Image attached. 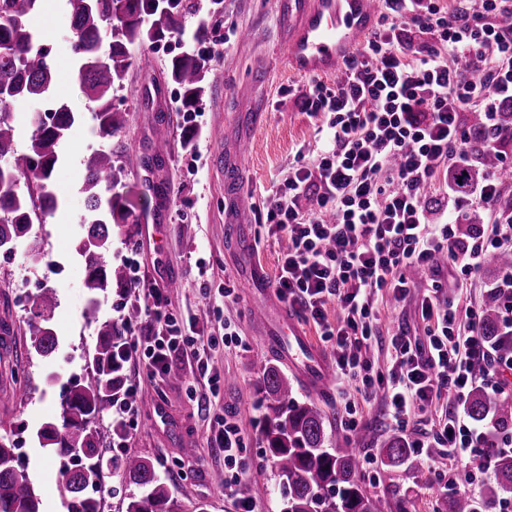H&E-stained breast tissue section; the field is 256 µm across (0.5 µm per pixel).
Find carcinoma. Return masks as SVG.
<instances>
[{
  "label": "carcinoma",
  "mask_w": 512,
  "mask_h": 512,
  "mask_svg": "<svg viewBox=\"0 0 512 512\" xmlns=\"http://www.w3.org/2000/svg\"><path fill=\"white\" fill-rule=\"evenodd\" d=\"M42 2L0 0V159L10 164L8 172L0 173V215H5L0 218V242H18L41 221V215L57 208L52 176L61 163L59 146L64 134L78 122L67 103L54 96L56 74L50 52L42 47L40 35L29 23ZM65 2L73 31L71 49L78 87L91 105L94 133L101 141L112 143L126 126V116L116 107L114 96L123 74L133 65L153 67L148 55L131 52L134 45L174 37L189 44L172 57L167 76L180 90L182 108L188 111L195 105L211 67L209 59L196 53L192 45L206 41L209 30L203 20L192 27L186 20L203 8L209 14L223 11L224 0H208L205 5L202 0ZM49 96L56 103L52 121L36 125L28 152L18 153L15 128L5 115L20 99ZM470 127L478 161L453 172L451 182L460 196L470 193L478 172L493 170L497 164L495 151L485 145L480 113H474ZM85 169L81 186L84 233L76 254L85 270L87 303L82 318L98 325V335L85 374L60 394L61 423L44 424L35 439L46 457L59 464L56 490L65 512H101L100 499L88 495L87 489L98 485L106 465L119 469L134 487L125 512H182L150 459L125 455L107 460L100 448L95 423L112 415V401L125 392L126 365L131 360L124 349L126 325L101 313L102 299L112 294V288L132 287L123 268H112V227L136 224L140 217L129 200L112 192L123 174L112 149L94 152ZM54 302L53 294H41L32 303L36 311L26 321L32 347L42 357L59 347V336L50 323ZM482 332L491 344L498 343L499 295L495 291L485 297ZM263 381L270 403L265 407L262 433L266 454L285 491L284 512H386V501L368 494L362 485L360 458L357 449L349 447L350 439L338 436L333 447H326V414L314 404L297 402L288 378L277 367H267ZM465 411L478 423L491 416L505 424L512 420V401H493L476 388ZM412 453L400 438L379 449L381 462L388 468L404 465ZM492 465L494 479L484 484L479 495H448V512H491L496 502L512 493V455L498 454ZM41 506L39 490L21 466L15 444L0 440V512H43Z\"/></svg>",
  "instance_id": "cac0c4a2"
}]
</instances>
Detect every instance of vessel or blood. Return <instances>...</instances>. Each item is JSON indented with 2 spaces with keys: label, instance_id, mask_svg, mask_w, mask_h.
Wrapping results in <instances>:
<instances>
[{
  "label": "vessel or blood",
  "instance_id": "vessel-or-blood-1",
  "mask_svg": "<svg viewBox=\"0 0 512 512\" xmlns=\"http://www.w3.org/2000/svg\"><path fill=\"white\" fill-rule=\"evenodd\" d=\"M376 0H279L286 31L280 53L291 74L317 77L335 73L372 29ZM269 344L288 358V365L315 393L326 390L328 358L296 325Z\"/></svg>",
  "mask_w": 512,
  "mask_h": 512
}]
</instances>
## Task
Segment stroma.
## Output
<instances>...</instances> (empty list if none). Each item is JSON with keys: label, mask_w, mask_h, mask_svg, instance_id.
Masks as SVG:
<instances>
[{"label": "stroma", "mask_w": 512, "mask_h": 512, "mask_svg": "<svg viewBox=\"0 0 512 512\" xmlns=\"http://www.w3.org/2000/svg\"><path fill=\"white\" fill-rule=\"evenodd\" d=\"M206 21L210 37L199 50L210 59L217 80L194 106V152L182 146L178 91L166 77L171 52L153 50L152 71L134 66L122 80L115 103L127 110L128 122L123 133L113 138V149L142 154L164 133L171 151L153 173L138 167L127 169L116 190L139 202L152 198L154 185L162 183L170 192V202L158 215L156 244L143 243L136 233L114 232L112 262L122 265L135 259L148 286L160 284L166 273L179 277L180 288L166 293L168 307L179 317L195 320L201 336L215 338L207 356L219 388L211 390L189 356L175 358L164 380L150 377L141 360L131 359L127 377L138 390V415L124 451L154 460L183 512H193L199 503L207 504L208 512H231L222 486L227 471L224 454L211 447L209 436L217 416L234 415L247 429L249 470L242 483L244 494L251 498L255 512H282L279 479L257 426L268 402L263 366L282 361L279 351L265 340L275 332L280 316L274 311L257 316L265 291L245 290L241 282L255 263L266 268L268 277H275L278 257L288 240L268 235L262 223L265 202L279 189L299 155L317 148L328 116L302 108L309 81L290 74L279 55L283 29L276 0H224L223 14L207 16ZM30 23L51 51L58 96L68 101L80 121L61 144L63 160L53 177L63 205L45 215L15 251L0 252V322H8L16 336L11 353L0 354V434L23 442L24 464L38 483L44 512H63L56 494L58 466L41 453L32 436L43 424L58 421L59 393L83 375L96 343L95 326L81 318L86 305L84 266L75 247L85 211L80 191L85 161L102 143L92 132L91 106L73 78L71 21L63 0H44ZM243 136L249 137L250 148L246 158L239 160L234 144ZM240 203L251 213V222L245 226L230 220ZM51 260L62 264L60 274L48 270ZM228 287L235 291L230 300L224 297ZM49 288L55 292L51 323L63 341L51 356L33 358L26 365V386L21 389L13 383L11 372L16 368V354L25 353L31 341L19 296L24 292L34 296ZM377 303L382 333L403 329L424 337L416 298L397 302L384 290ZM228 321L246 336L248 348L224 346ZM189 382L196 388L192 397L185 391ZM451 403L450 397H443L430 413L417 415L402 431L390 423L380 399L359 401L367 437L355 446L371 453L397 435L411 442L431 434L432 418L444 415ZM161 404L170 419L166 425L157 414ZM188 442L195 443L197 452L187 460L182 448ZM438 468L451 470L459 485L473 494L490 479L489 474L479 473L474 462L443 459L434 468L415 456L397 468L377 463L364 469V485L368 493L384 497L393 510L404 503L409 512H447L448 498L434 482Z\"/></svg>", "instance_id": "stroma-1"}]
</instances>
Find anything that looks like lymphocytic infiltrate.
Returning <instances> with one entry per match:
<instances>
[{
    "label": "lymphocytic infiltrate",
    "instance_id": "f902f5d3",
    "mask_svg": "<svg viewBox=\"0 0 512 512\" xmlns=\"http://www.w3.org/2000/svg\"><path fill=\"white\" fill-rule=\"evenodd\" d=\"M505 15L512 16V0H458L452 12L442 0H383L377 27L344 63V79L333 87L312 83L304 94L306 111L328 113L326 137L269 197L266 222L269 233L288 239L277 296L335 353L347 433L360 422L355 393L382 396L389 417L404 428L413 411H428L444 394L462 402L477 382L494 395L512 386V355H499L482 336L481 307L459 311L435 276L444 262L471 279L490 256L512 252V222L494 219L464 239L457 221L430 223L425 193L471 161L465 113L482 112L491 129L512 105V26H501ZM413 50L418 59H410ZM416 270L432 274L419 303L426 338L391 335L394 365L374 372L367 352L381 338L375 298L388 289L405 299ZM140 314L148 329L128 327V349L150 375L167 373L174 357L193 349V331L154 286L145 289ZM436 427L433 439L416 442L418 455L428 459L439 448L452 459L487 463L512 451V434L494 422L479 427L451 412ZM210 442L231 467L225 499L234 512H254L240 489L248 464L238 420L219 418Z\"/></svg>",
    "mask_w": 512,
    "mask_h": 512
}]
</instances>
